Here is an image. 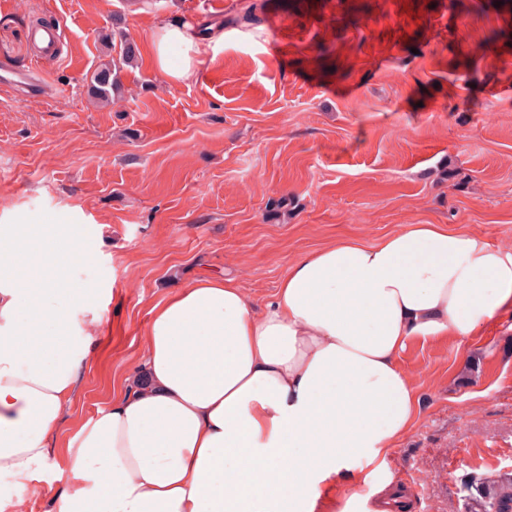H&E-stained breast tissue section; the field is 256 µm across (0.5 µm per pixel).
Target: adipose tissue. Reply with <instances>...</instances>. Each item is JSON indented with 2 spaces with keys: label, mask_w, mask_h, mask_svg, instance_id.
<instances>
[{
  "label": "adipose tissue",
  "mask_w": 512,
  "mask_h": 512,
  "mask_svg": "<svg viewBox=\"0 0 512 512\" xmlns=\"http://www.w3.org/2000/svg\"><path fill=\"white\" fill-rule=\"evenodd\" d=\"M197 54L191 23L156 20L161 74L193 77ZM16 261L1 239L0 512L28 495L47 512H404L386 459L421 377L402 352L512 309V248L443 224L302 254L261 306L235 277L200 278L152 309L139 366L62 449L101 312L60 278L24 287Z\"/></svg>",
  "instance_id": "1"
}]
</instances>
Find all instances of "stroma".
Listing matches in <instances>:
<instances>
[{"label": "stroma", "instance_id": "1", "mask_svg": "<svg viewBox=\"0 0 512 512\" xmlns=\"http://www.w3.org/2000/svg\"><path fill=\"white\" fill-rule=\"evenodd\" d=\"M0 0V62L38 67L50 94L0 90V236L73 237L68 284L105 307L93 362L60 430L108 403L140 362L151 308L237 272L257 300L289 259L337 239L445 224L512 245V0ZM257 20L238 23L247 5ZM59 27L38 57L31 16ZM223 32L194 77L154 69V18ZM137 46L112 105L88 94L102 34ZM414 430L389 467L407 512H475L512 473V311L462 343L412 340Z\"/></svg>", "mask_w": 512, "mask_h": 512}]
</instances>
